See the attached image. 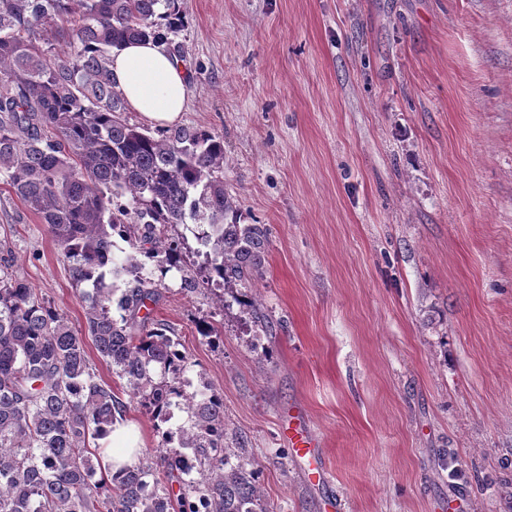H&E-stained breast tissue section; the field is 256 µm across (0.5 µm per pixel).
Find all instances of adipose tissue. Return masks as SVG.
<instances>
[{"mask_svg":"<svg viewBox=\"0 0 512 512\" xmlns=\"http://www.w3.org/2000/svg\"><path fill=\"white\" fill-rule=\"evenodd\" d=\"M112 75L127 102L148 120L169 125L183 112L187 81L165 46L139 42L112 55Z\"/></svg>","mask_w":512,"mask_h":512,"instance_id":"adipose-tissue-1","label":"adipose tissue"}]
</instances>
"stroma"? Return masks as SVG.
<instances>
[{"label": "stroma", "mask_w": 512, "mask_h": 512, "mask_svg": "<svg viewBox=\"0 0 512 512\" xmlns=\"http://www.w3.org/2000/svg\"><path fill=\"white\" fill-rule=\"evenodd\" d=\"M179 123L224 138V181L265 225L225 306L182 289L154 320L269 512H512V0H179ZM14 274L73 326L76 284L0 177ZM263 324H256V313ZM216 335H206V328ZM327 473L309 484L289 417Z\"/></svg>", "instance_id": "obj_1"}]
</instances>
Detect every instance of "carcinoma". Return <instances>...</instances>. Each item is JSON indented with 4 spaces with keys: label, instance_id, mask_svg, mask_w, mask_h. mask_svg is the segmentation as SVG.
<instances>
[{
    "label": "carcinoma",
    "instance_id": "carcinoma-1",
    "mask_svg": "<svg viewBox=\"0 0 512 512\" xmlns=\"http://www.w3.org/2000/svg\"><path fill=\"white\" fill-rule=\"evenodd\" d=\"M179 22L178 0H0V175L85 285L76 329L0 264V512H269L257 468L224 448V399L208 385L186 393L179 339L139 316L160 284L136 258L112 257L117 234L165 274L181 255L162 228L188 222L206 281L232 289L262 275L269 233L240 223L220 176L224 138L190 127L153 135L123 117L112 52L167 45ZM43 32L79 46L56 59L39 46ZM128 274L136 284L114 310ZM90 344L154 420L179 409L190 421L110 480H95L109 466L90 441L109 436L127 404L96 379ZM159 470L165 482L150 484Z\"/></svg>",
    "mask_w": 512,
    "mask_h": 512
}]
</instances>
